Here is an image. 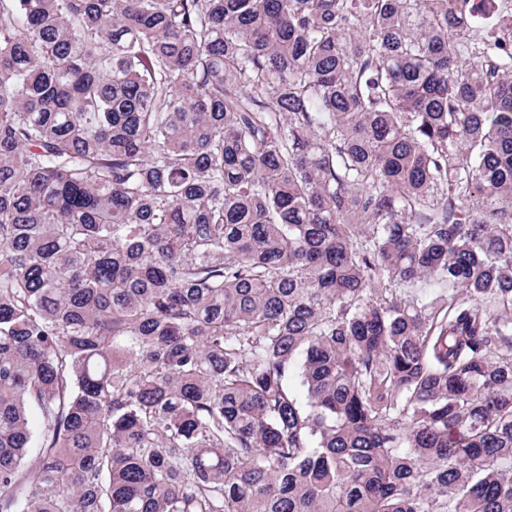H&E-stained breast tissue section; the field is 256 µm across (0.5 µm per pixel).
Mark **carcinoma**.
Returning <instances> with one entry per match:
<instances>
[{
  "instance_id": "carcinoma-1",
  "label": "carcinoma",
  "mask_w": 512,
  "mask_h": 512,
  "mask_svg": "<svg viewBox=\"0 0 512 512\" xmlns=\"http://www.w3.org/2000/svg\"><path fill=\"white\" fill-rule=\"evenodd\" d=\"M0 512H512V0H0Z\"/></svg>"
}]
</instances>
